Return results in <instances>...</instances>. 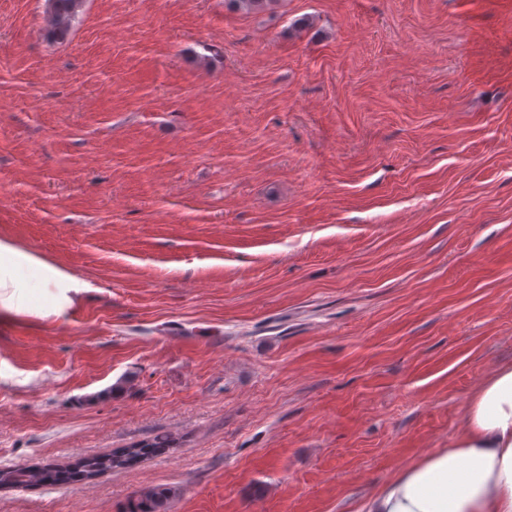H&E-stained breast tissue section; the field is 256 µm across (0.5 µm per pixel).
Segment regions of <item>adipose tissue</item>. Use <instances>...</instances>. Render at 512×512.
<instances>
[{"mask_svg":"<svg viewBox=\"0 0 512 512\" xmlns=\"http://www.w3.org/2000/svg\"><path fill=\"white\" fill-rule=\"evenodd\" d=\"M47 289L56 309L69 306L77 279L0 241V308L16 311L18 288ZM452 445L405 467L358 512H512V364L487 377L466 403Z\"/></svg>","mask_w":512,"mask_h":512,"instance_id":"ef3b65f1","label":"adipose tissue"}]
</instances>
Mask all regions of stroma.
Here are the masks:
<instances>
[{
	"label": "stroma",
	"mask_w": 512,
	"mask_h": 512,
	"mask_svg": "<svg viewBox=\"0 0 512 512\" xmlns=\"http://www.w3.org/2000/svg\"><path fill=\"white\" fill-rule=\"evenodd\" d=\"M0 512H357L512 363V0H0ZM50 18L49 35L64 41L70 32L72 21L81 8L83 0H47ZM22 281L27 288L49 289L48 294H39L58 311L71 303L68 294L78 292L82 287L77 279L63 270L0 241V308L8 312L20 311L15 295L17 288L22 287ZM172 444L173 440L168 437H155L152 440L134 443L128 448L113 451L110 454L84 459L96 460L95 465L100 467L99 472H112L126 468L135 459L151 455L165 448H172ZM18 477V484H71L76 485L84 479L85 474H90L86 466L80 468V463H75L67 468H60L52 464L34 465L33 468L21 467L13 470ZM171 489L152 487L142 490L128 506V512H170Z\"/></svg>",
	"instance_id": "obj_1"
}]
</instances>
